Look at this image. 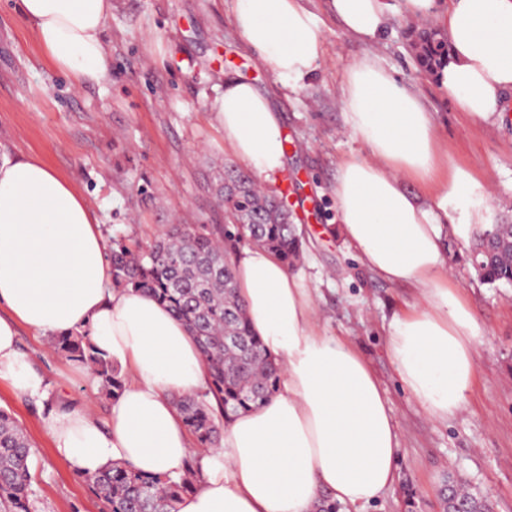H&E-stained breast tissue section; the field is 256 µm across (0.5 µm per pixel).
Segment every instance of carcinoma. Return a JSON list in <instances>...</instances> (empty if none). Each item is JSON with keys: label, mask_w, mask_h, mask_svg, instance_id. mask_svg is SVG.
Segmentation results:
<instances>
[{"label": "carcinoma", "mask_w": 512, "mask_h": 512, "mask_svg": "<svg viewBox=\"0 0 512 512\" xmlns=\"http://www.w3.org/2000/svg\"><path fill=\"white\" fill-rule=\"evenodd\" d=\"M419 69L437 76L448 58L439 29L412 31ZM230 224H171L152 240L113 235L112 284L143 293L168 307L196 340L207 368V387L197 395L175 398L186 429L200 451L220 446L221 428L240 412L257 408L278 390L281 367L251 332L246 308L237 294L232 255L244 239L266 248L286 266L298 258L302 240L284 196L264 192L252 174L224 165L218 188ZM512 219L490 224L469 247L480 280L512 285ZM55 352L89 369L101 393L116 399L126 375L83 335L52 339ZM35 449L13 417L0 409V512H38L31 474ZM198 455L186 461L179 478L141 474L114 463L85 477L102 503V512H177L176 504L195 489ZM455 501L471 512H489L481 497L460 490L451 480Z\"/></svg>", "instance_id": "1"}]
</instances>
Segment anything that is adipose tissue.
Listing matches in <instances>:
<instances>
[{"mask_svg":"<svg viewBox=\"0 0 512 512\" xmlns=\"http://www.w3.org/2000/svg\"><path fill=\"white\" fill-rule=\"evenodd\" d=\"M49 60L77 81L108 68L104 27L112 0H18ZM407 20H435L450 58L438 81L457 111L489 122L512 102V0H402ZM342 27L366 51L340 83L345 125L370 154L338 167L333 195L341 232L361 263L384 280L419 288L421 303L387 329L403 387L445 421L473 385L477 320L444 268L440 226L458 174L439 178L432 116L398 84L374 47L394 23L391 0H330ZM232 25L288 89L316 72L324 54L319 18L303 0H232ZM211 110L224 144L254 176L285 166L280 119L254 84L224 81ZM413 180L429 195L406 189ZM237 291L252 331L282 366L277 393L234 417L220 447L200 460L196 489L177 512H313L321 495L365 506L393 484L399 436L369 363L320 332L314 297L272 253L235 259ZM0 378L33 398L41 377L17 348V326L88 332L129 372L100 425L87 409L48 413L43 427L69 470L90 476L120 462L152 475H179L193 439L174 404L205 390L203 358L186 327L147 296L111 286L99 223L74 185L36 157L0 154Z\"/></svg>","mask_w":512,"mask_h":512,"instance_id":"obj_1","label":"adipose tissue"}]
</instances>
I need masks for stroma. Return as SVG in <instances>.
I'll use <instances>...</instances> for the list:
<instances>
[{
    "instance_id": "obj_1",
    "label": "stroma",
    "mask_w": 512,
    "mask_h": 512,
    "mask_svg": "<svg viewBox=\"0 0 512 512\" xmlns=\"http://www.w3.org/2000/svg\"><path fill=\"white\" fill-rule=\"evenodd\" d=\"M320 19L325 52L309 81L290 91L258 60L231 25V0H112L105 24L109 67L99 80L71 87L52 66L17 0H0V152L36 156L71 180L101 229L149 239L170 224H220L214 178L231 154L209 110L225 78L253 82L268 94L288 142L271 189L287 192L306 247L293 273L317 294L322 333L349 342L372 367L399 433L392 486L366 512H441L447 475L485 497L491 512H512V286L491 287L468 260L457 224L512 215V116L480 124L458 112L411 52V25L395 21L377 48L397 81L432 114L448 166L473 181L448 203L443 226L446 270L484 335L464 411L445 422L427 417L403 388L386 347L388 325L419 298L407 284L367 269L340 233L331 186L339 162L366 155L343 130L338 98L347 66L365 50L329 9L307 0ZM18 345L46 384L36 400L0 380V409L35 448L42 512H101L83 479L57 458L43 429L49 407L109 403L93 375L57 354L51 338L27 326Z\"/></svg>"
}]
</instances>
